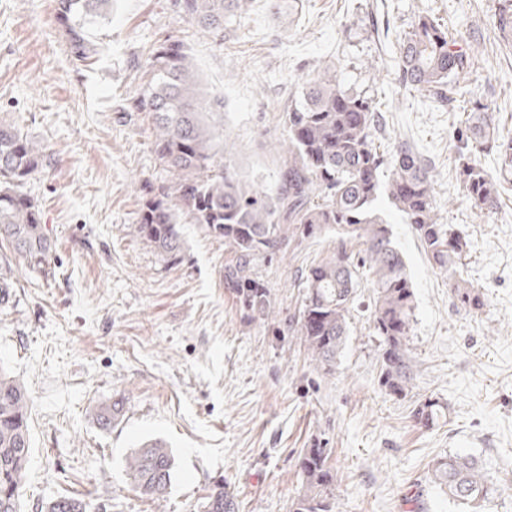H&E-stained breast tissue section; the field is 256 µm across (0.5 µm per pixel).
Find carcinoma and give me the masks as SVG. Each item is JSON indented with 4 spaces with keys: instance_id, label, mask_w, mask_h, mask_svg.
<instances>
[{
    "instance_id": "cac0c4a2",
    "label": "carcinoma",
    "mask_w": 512,
    "mask_h": 512,
    "mask_svg": "<svg viewBox=\"0 0 512 512\" xmlns=\"http://www.w3.org/2000/svg\"><path fill=\"white\" fill-rule=\"evenodd\" d=\"M115 0H57L56 19L65 45L82 65L98 54L93 29L112 14ZM250 0H173L184 21L224 40V31L241 26ZM495 25L512 36V0H498ZM147 80L130 97L128 109L151 117L155 152L168 183L147 198L137 216V234L171 261L183 240L180 216L224 241L233 259L224 265V287L235 296L247 320L265 321L274 313L272 289L258 275V263L298 248L309 240L336 237V251L310 267L303 281L298 317L286 325L310 362L324 374L336 367L348 336V320L360 281L373 288L371 322L379 341V385L393 395L409 391L417 376L409 349L414 293L403 254L389 225L376 211L383 197L404 223L412 225L432 267L453 279L459 303L474 312L484 307L481 291L455 277L468 243L452 224L435 217L429 167L407 144L392 158L378 151V112L371 96L345 87L336 71L304 80L283 114L287 147L277 184L265 189L242 179L226 157L224 99L202 89L182 36L171 32L154 43L142 64ZM398 67L403 84L435 101L446 99L452 79L470 67L461 35L428 16H420L400 42ZM494 107L472 103L466 139L459 149L458 178L474 207L491 211L499 203L501 182L512 177V137L499 135ZM496 148L499 177L488 176L475 153ZM47 147L31 140L15 121L0 117V308L14 304L15 267L46 279L54 250L43 231L41 212L27 193L29 180L43 166ZM389 169L387 180L380 179ZM120 399L100 407L98 425L112 427L123 412ZM29 396L21 383L0 367V512H22L20 490L31 437ZM445 404L427 399L415 410L417 424L433 427ZM329 449L306 448L300 460L303 490L291 512H338L336 470ZM175 456L160 439L149 440L125 459V470L141 495L168 493ZM435 483L455 502L479 512L497 492L474 457L441 456L431 465ZM202 512H238L230 486L215 485ZM40 512H92L83 498L59 496Z\"/></svg>"
}]
</instances>
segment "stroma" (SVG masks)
I'll use <instances>...</instances> for the list:
<instances>
[{
	"label": "stroma",
	"instance_id": "obj_1",
	"mask_svg": "<svg viewBox=\"0 0 512 512\" xmlns=\"http://www.w3.org/2000/svg\"><path fill=\"white\" fill-rule=\"evenodd\" d=\"M496 2L302 0L290 17L273 13L271 0H251L241 27L218 45L170 0H118L84 67L66 52L55 0H0V115L50 148L27 190L55 242L53 277L33 282L16 268V302L0 310V365L31 400L24 512L60 494L86 497L99 512H200L219 480L239 512H289L303 485L301 453L314 446L331 451L339 512H460L429 474L448 453L476 456L498 485L486 512H512V183L496 210L481 211L456 170L470 96L491 103L500 133L512 135V40L494 25ZM425 14L474 49L472 68L440 104L400 83L399 43ZM174 30L204 90L224 99L242 177L274 186L283 157L270 143L285 135L282 109L306 76L328 67L373 97L382 150L405 142L430 166L435 211L465 235L462 276L485 305L467 312L411 225L379 201L413 285L417 377L407 394L379 386L369 285L357 291L333 374L276 333L302 306L305 268L331 255L334 239L259 264L275 313L249 325L224 287L223 241L182 225L183 252L170 262L139 238L136 213L166 174L147 115L120 106L141 82L150 45ZM429 397L448 414L426 429L414 411ZM117 398L124 415L101 430L98 408ZM152 438L176 459L161 499L142 496L125 471L126 456Z\"/></svg>",
	"mask_w": 512,
	"mask_h": 512
}]
</instances>
